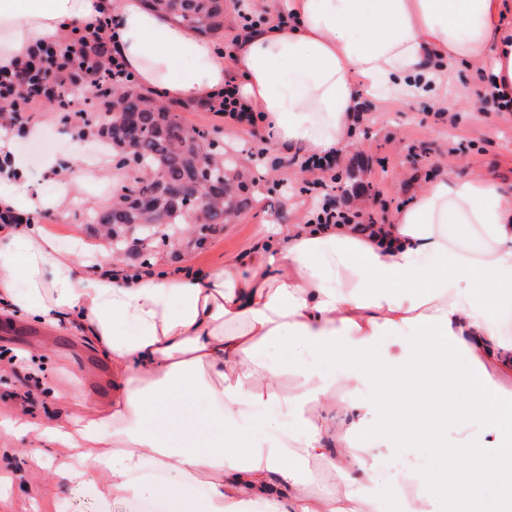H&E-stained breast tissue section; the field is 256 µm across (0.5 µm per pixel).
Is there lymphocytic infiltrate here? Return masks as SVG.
I'll return each mask as SVG.
<instances>
[{"label": "lymphocytic infiltrate", "instance_id": "lymphocytic-infiltrate-1", "mask_svg": "<svg viewBox=\"0 0 512 512\" xmlns=\"http://www.w3.org/2000/svg\"><path fill=\"white\" fill-rule=\"evenodd\" d=\"M111 20H104L99 28L64 42L37 47L30 51L21 66L0 70V108L10 111L11 119L22 128H35L29 113L38 100L45 99L58 111L72 115L77 124L89 123L87 109L72 105L71 89L74 83L89 87L92 98L99 99L115 84H129L133 75L120 57L106 48L103 33L111 29ZM301 166L312 173L305 192L311 205L309 213L318 224H349L354 230L374 231L376 220H364L356 211L340 208L333 202L335 176L331 175L328 158L307 157Z\"/></svg>", "mask_w": 512, "mask_h": 512}]
</instances>
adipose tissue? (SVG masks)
Returning <instances> with one entry per match:
<instances>
[{"mask_svg": "<svg viewBox=\"0 0 512 512\" xmlns=\"http://www.w3.org/2000/svg\"><path fill=\"white\" fill-rule=\"evenodd\" d=\"M269 24L232 56L144 0H0V66L37 43L113 16L114 45L141 88L203 101L225 82L263 115L274 149L331 155L364 97L468 99L447 75L485 61L481 81L512 107V0H263ZM15 130L0 120V208L65 214L72 189L102 201L109 157L54 156V192L30 188ZM478 231L482 250L448 236ZM512 186L450 173L432 180L383 236L296 224L223 266L100 276L42 225L0 228V312L68 330L110 358L111 394L69 398L79 416L18 423L71 449L63 480L165 501L169 512H374L382 448H427L385 512H512ZM291 386L281 391L280 379ZM389 421L371 427L378 407ZM371 429L376 445L355 438ZM335 478L308 489L313 464ZM165 482L139 479L144 465ZM208 493L198 497V485Z\"/></svg>", "mask_w": 512, "mask_h": 512, "instance_id": "adipose-tissue-1", "label": "adipose tissue"}]
</instances>
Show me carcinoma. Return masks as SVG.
I'll return each mask as SVG.
<instances>
[{
  "label": "carcinoma",
  "mask_w": 512,
  "mask_h": 512,
  "mask_svg": "<svg viewBox=\"0 0 512 512\" xmlns=\"http://www.w3.org/2000/svg\"><path fill=\"white\" fill-rule=\"evenodd\" d=\"M146 2L198 34L214 35L224 28V0ZM105 106L110 118L102 125L100 135L113 145L121 146L120 137L113 132L120 131L127 118H134L139 131L135 153L140 175L125 187L124 201L96 211L87 219V223L97 224L106 232L112 251L142 257L181 234L183 228L192 227L200 216L204 233L193 247L201 249L212 234L224 228L230 215L247 206L248 185L242 174H233L236 164L231 157L222 156V167L212 169L207 181H199L196 138L205 135V130L184 124L171 105L119 87L105 98ZM170 187L195 197L199 205L175 207L164 194ZM146 199L154 203L150 211L140 208ZM162 220L166 221L165 239H155L146 224Z\"/></svg>",
  "instance_id": "1"
}]
</instances>
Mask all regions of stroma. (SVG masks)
<instances>
[{"instance_id":"1","label":"stroma","mask_w":512,"mask_h":512,"mask_svg":"<svg viewBox=\"0 0 512 512\" xmlns=\"http://www.w3.org/2000/svg\"><path fill=\"white\" fill-rule=\"evenodd\" d=\"M362 109L363 119L351 142L336 154L335 194L343 208L389 224L423 183L449 172L490 175L512 184V114L474 112L468 103L456 102L443 117L430 99L408 104L367 97ZM35 118L43 135L16 139L15 149L27 159L42 190L55 188L40 169L46 155L65 158L77 152L85 157L106 146L95 123L88 127L86 140H72L61 113L49 102L39 103ZM260 145L256 136L234 143L238 165L246 172L249 207L213 234L204 248L185 243L159 249L153 268L219 267L225 258L247 252L259 236L273 237L283 227L305 223L300 190L309 173L301 168L297 156L273 147H264V154H257ZM90 213L89 207L77 204L66 217L44 212L39 221L62 245L78 244L93 254L109 253L99 226L87 222ZM0 350L20 358L15 368L0 362V418L56 414L65 406L76 380L88 374L96 377L88 387L90 396L101 397L108 391V360L68 332L51 333L18 317L10 322L1 320ZM66 456V449L40 446L31 435H1L0 471L9 473L12 481L0 488V512H135L137 499L115 503L101 498L94 481L57 480L54 472ZM433 463L425 448L384 453L377 485L392 493L405 465L426 469Z\"/></svg>"}]
</instances>
